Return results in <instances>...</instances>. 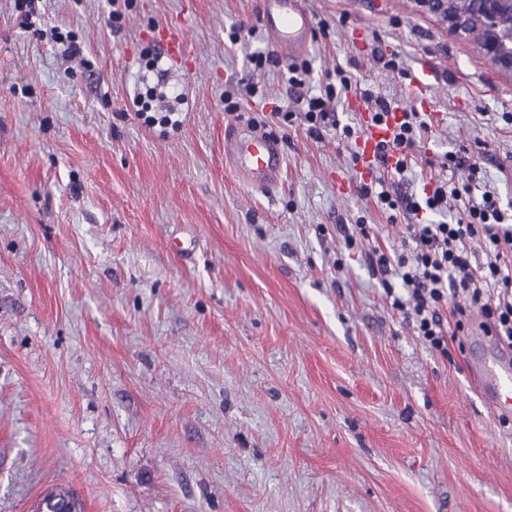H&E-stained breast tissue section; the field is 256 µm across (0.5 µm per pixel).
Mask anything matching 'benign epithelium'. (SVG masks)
<instances>
[{"mask_svg": "<svg viewBox=\"0 0 512 512\" xmlns=\"http://www.w3.org/2000/svg\"><path fill=\"white\" fill-rule=\"evenodd\" d=\"M448 24L454 35L473 39L491 69L512 74V0H411Z\"/></svg>", "mask_w": 512, "mask_h": 512, "instance_id": "1", "label": "benign epithelium"}]
</instances>
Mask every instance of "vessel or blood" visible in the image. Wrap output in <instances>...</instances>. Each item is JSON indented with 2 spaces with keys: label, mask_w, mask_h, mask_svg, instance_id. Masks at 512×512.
<instances>
[{
  "label": "vessel or blood",
  "mask_w": 512,
  "mask_h": 512,
  "mask_svg": "<svg viewBox=\"0 0 512 512\" xmlns=\"http://www.w3.org/2000/svg\"><path fill=\"white\" fill-rule=\"evenodd\" d=\"M257 21L281 62H297L307 52L315 27L307 0H261ZM151 48L171 63L187 57L183 33L166 26L154 32ZM400 116V110L394 108L383 122L365 127L357 147L358 166L364 176L374 173L377 150L391 138ZM224 163L240 183L271 191L282 179L285 158L278 140L249 123L238 122L224 129ZM471 343L480 354L470 360L469 374L483 401L495 409L512 411V350L481 328L473 333Z\"/></svg>",
  "instance_id": "obj_1"
}]
</instances>
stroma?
<instances>
[{
    "label": "stroma",
    "instance_id": "obj_1",
    "mask_svg": "<svg viewBox=\"0 0 512 512\" xmlns=\"http://www.w3.org/2000/svg\"><path fill=\"white\" fill-rule=\"evenodd\" d=\"M312 92L344 66L401 105L431 86L421 153L464 151L512 202V77L411 0H309ZM258 0H0V512H512V424L429 349L337 227L366 208L345 144L281 131L261 192L224 165V94L289 111ZM184 22L179 126L134 101L158 27ZM242 38L230 42L233 29ZM71 34L65 53L53 30ZM342 270H335V260Z\"/></svg>",
    "mask_w": 512,
    "mask_h": 512
}]
</instances>
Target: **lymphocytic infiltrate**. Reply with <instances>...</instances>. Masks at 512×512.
<instances>
[{
    "label": "lymphocytic infiltrate",
    "instance_id": "obj_1",
    "mask_svg": "<svg viewBox=\"0 0 512 512\" xmlns=\"http://www.w3.org/2000/svg\"><path fill=\"white\" fill-rule=\"evenodd\" d=\"M333 75L334 82L326 85L323 94L311 96L304 92L310 80L309 64L293 65L288 86L296 91L301 110L271 112L264 125L282 130L300 123L316 140L337 129L343 141L356 144L360 130L338 126L333 107L357 82L340 66ZM429 130L424 113L403 109L392 138L378 149L377 176L357 188L359 196L373 201L389 221L406 222L407 245L391 250L371 247L365 260L373 275L379 276L393 310L403 314L430 349L447 353L450 332L471 329L477 314L488 333L512 347V207L502 203L496 189L480 188V165L451 152L445 155L442 168L467 166V182L433 174L419 197L399 198L387 188L391 181L406 179L415 162V148ZM427 211L449 214L450 219L426 221ZM394 276L401 279L403 293H396L392 286ZM447 304L454 317L450 329L441 314Z\"/></svg>",
    "mask_w": 512,
    "mask_h": 512
}]
</instances>
